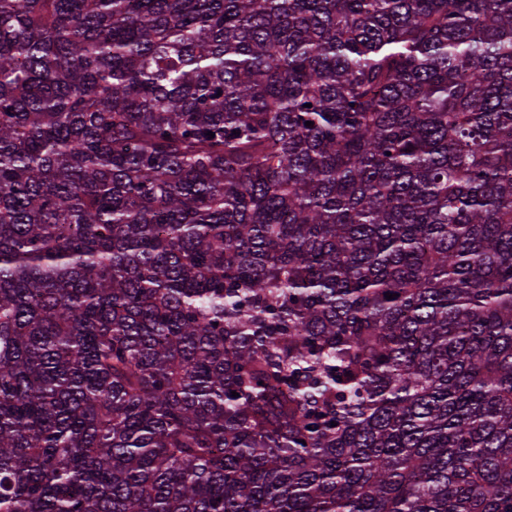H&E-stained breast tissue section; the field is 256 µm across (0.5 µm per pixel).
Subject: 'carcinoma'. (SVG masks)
<instances>
[{
    "mask_svg": "<svg viewBox=\"0 0 512 512\" xmlns=\"http://www.w3.org/2000/svg\"><path fill=\"white\" fill-rule=\"evenodd\" d=\"M0 512H512V0H0Z\"/></svg>",
    "mask_w": 512,
    "mask_h": 512,
    "instance_id": "1",
    "label": "carcinoma"
}]
</instances>
